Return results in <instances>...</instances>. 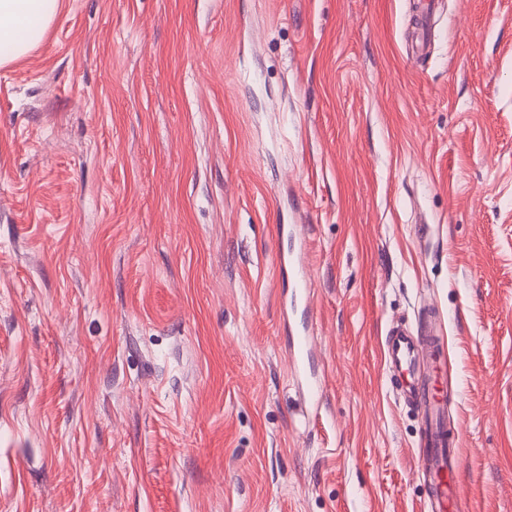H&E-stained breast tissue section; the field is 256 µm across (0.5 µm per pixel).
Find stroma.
<instances>
[{
    "instance_id": "1",
    "label": "stroma",
    "mask_w": 512,
    "mask_h": 512,
    "mask_svg": "<svg viewBox=\"0 0 512 512\" xmlns=\"http://www.w3.org/2000/svg\"><path fill=\"white\" fill-rule=\"evenodd\" d=\"M425 2L61 0L0 68V512H427L382 342L430 315L512 512V0ZM277 261L280 269L291 277L296 287L303 288V291L306 294L308 271L304 266L301 257L288 254H280ZM288 328L292 335L296 332V339L292 337L294 374L304 384L311 406L318 410L323 400V389L321 381L312 372L310 332L303 325L301 329L291 325Z\"/></svg>"
}]
</instances>
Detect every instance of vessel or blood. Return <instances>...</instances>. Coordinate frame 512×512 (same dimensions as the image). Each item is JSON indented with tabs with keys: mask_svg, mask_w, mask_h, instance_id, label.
I'll return each instance as SVG.
<instances>
[{
	"mask_svg": "<svg viewBox=\"0 0 512 512\" xmlns=\"http://www.w3.org/2000/svg\"><path fill=\"white\" fill-rule=\"evenodd\" d=\"M278 265L296 287L306 286L308 271L301 257L279 255ZM292 347L294 374L304 384L311 406L320 407L323 389L312 371V345L307 329L297 330ZM383 349L388 371L402 397L422 413L426 446L419 457V472L428 488L427 506L430 512H453L461 500V454L457 439L447 435V399L438 389L439 378L450 369L440 325L437 319H429L417 334L405 325H393L384 338Z\"/></svg>",
	"mask_w": 512,
	"mask_h": 512,
	"instance_id": "obj_1",
	"label": "vessel or blood"
}]
</instances>
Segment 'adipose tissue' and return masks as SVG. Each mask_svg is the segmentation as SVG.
Masks as SVG:
<instances>
[{
    "mask_svg": "<svg viewBox=\"0 0 512 512\" xmlns=\"http://www.w3.org/2000/svg\"><path fill=\"white\" fill-rule=\"evenodd\" d=\"M59 0H0V68L25 56L50 27Z\"/></svg>",
    "mask_w": 512,
    "mask_h": 512,
    "instance_id": "obj_1",
    "label": "adipose tissue"
}]
</instances>
